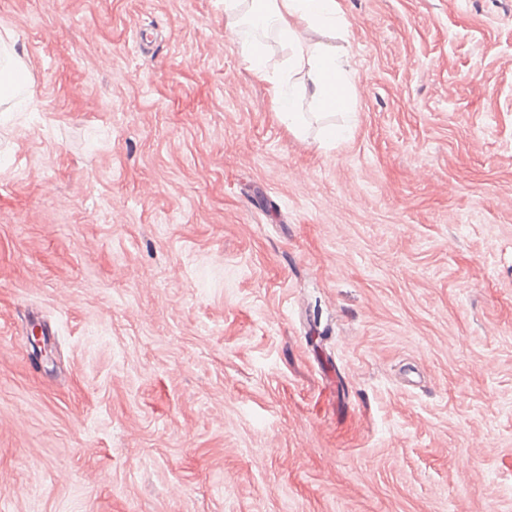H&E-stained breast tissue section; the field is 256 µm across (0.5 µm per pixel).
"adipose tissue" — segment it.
Returning a JSON list of instances; mask_svg holds the SVG:
<instances>
[{
  "label": "adipose tissue",
  "mask_w": 512,
  "mask_h": 512,
  "mask_svg": "<svg viewBox=\"0 0 512 512\" xmlns=\"http://www.w3.org/2000/svg\"><path fill=\"white\" fill-rule=\"evenodd\" d=\"M253 24H274L284 51L281 61H271L263 43H245L249 69L268 82L273 109L278 121L289 131L300 133L307 120L294 103L296 80L310 110L318 114L354 113V79L348 69L347 51L311 40V33L342 38L346 29L338 0H252Z\"/></svg>",
  "instance_id": "adipose-tissue-1"
}]
</instances>
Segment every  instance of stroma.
Segmentation results:
<instances>
[{"instance_id": "obj_1", "label": "stroma", "mask_w": 512, "mask_h": 512, "mask_svg": "<svg viewBox=\"0 0 512 512\" xmlns=\"http://www.w3.org/2000/svg\"><path fill=\"white\" fill-rule=\"evenodd\" d=\"M339 2L324 146L224 0H0V512H512V0ZM22 82L25 83L29 98H32V84L27 65L19 54H8L3 63L0 61V106L15 99Z\"/></svg>"}]
</instances>
